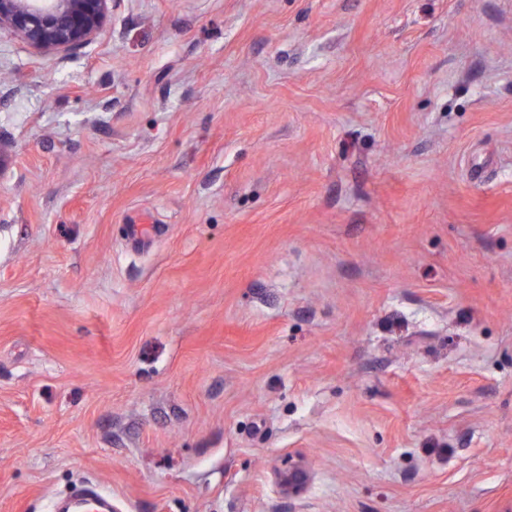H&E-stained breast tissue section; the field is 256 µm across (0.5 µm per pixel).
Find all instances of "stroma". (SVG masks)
<instances>
[{"mask_svg":"<svg viewBox=\"0 0 512 512\" xmlns=\"http://www.w3.org/2000/svg\"><path fill=\"white\" fill-rule=\"evenodd\" d=\"M0 143V512L512 503V0L2 29ZM275 480L280 494L289 502L300 500L309 489L313 474L303 461L288 462L275 473ZM112 496L100 492L97 488L90 486L74 494L68 501L58 506L53 511L63 512H121L114 507ZM113 505V510H112Z\"/></svg>","mask_w":512,"mask_h":512,"instance_id":"1","label":"stroma"}]
</instances>
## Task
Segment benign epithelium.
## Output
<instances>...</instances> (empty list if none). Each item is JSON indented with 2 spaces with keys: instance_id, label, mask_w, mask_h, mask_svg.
Segmentation results:
<instances>
[{
  "instance_id": "7a95c632",
  "label": "benign epithelium",
  "mask_w": 512,
  "mask_h": 512,
  "mask_svg": "<svg viewBox=\"0 0 512 512\" xmlns=\"http://www.w3.org/2000/svg\"><path fill=\"white\" fill-rule=\"evenodd\" d=\"M111 0H0V29L46 55L85 45L104 30ZM280 494L298 501L313 474L303 461L290 462L275 473Z\"/></svg>"
}]
</instances>
